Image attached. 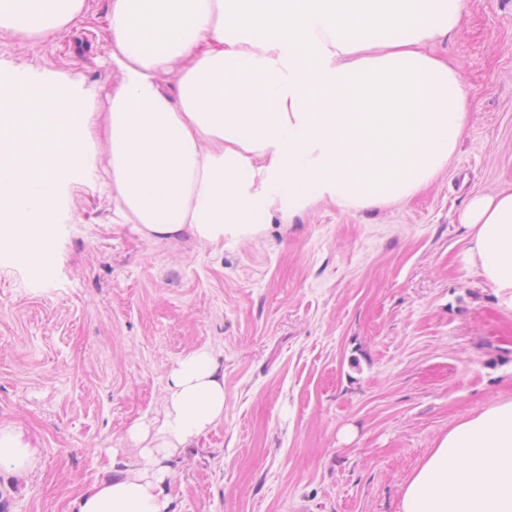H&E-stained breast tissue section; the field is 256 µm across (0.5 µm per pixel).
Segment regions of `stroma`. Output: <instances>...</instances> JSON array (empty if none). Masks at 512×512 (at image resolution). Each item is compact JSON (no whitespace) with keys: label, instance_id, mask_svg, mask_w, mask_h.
Returning a JSON list of instances; mask_svg holds the SVG:
<instances>
[{"label":"stroma","instance_id":"stroma-1","mask_svg":"<svg viewBox=\"0 0 512 512\" xmlns=\"http://www.w3.org/2000/svg\"><path fill=\"white\" fill-rule=\"evenodd\" d=\"M106 25L107 0H88L59 43L0 60L77 73L102 112ZM435 52L458 64L470 120L407 202L156 242L115 223L91 178L64 192L47 270L0 254V428L38 450L23 481L0 467V512H74L111 453L138 461L129 430L200 347L224 371V419L171 460L174 512H401L448 430L512 398V312L459 221L473 196L512 190V0H469Z\"/></svg>","mask_w":512,"mask_h":512}]
</instances>
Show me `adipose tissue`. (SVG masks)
Wrapping results in <instances>:
<instances>
[{"mask_svg": "<svg viewBox=\"0 0 512 512\" xmlns=\"http://www.w3.org/2000/svg\"><path fill=\"white\" fill-rule=\"evenodd\" d=\"M468 0H109L118 80L96 111L65 73L0 67V249L46 263L63 188L105 157L112 207L156 240L218 244L321 203L405 201L447 169L466 124L458 69L430 54ZM86 0H0V44L52 43ZM469 266L512 311V191L461 216ZM224 418L212 349L173 368L159 415L130 431L141 458L82 489L75 512H173L166 460ZM37 451L0 429V465ZM401 512H512V398L449 430L407 483Z\"/></svg>", "mask_w": 512, "mask_h": 512, "instance_id": "ef3b65f1", "label": "adipose tissue"}]
</instances>
